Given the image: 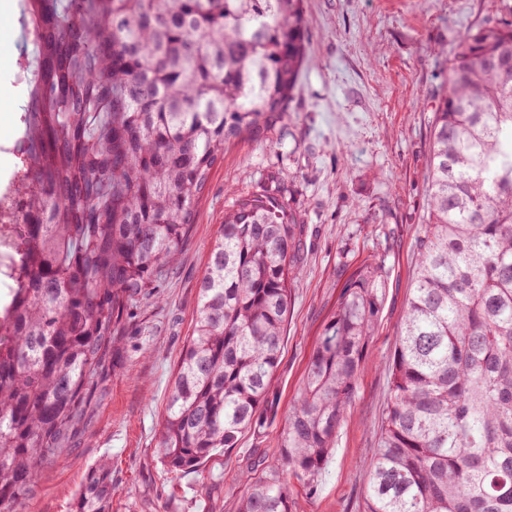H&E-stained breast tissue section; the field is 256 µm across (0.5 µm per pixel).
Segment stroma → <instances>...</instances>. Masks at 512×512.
<instances>
[{
  "label": "stroma",
  "mask_w": 512,
  "mask_h": 512,
  "mask_svg": "<svg viewBox=\"0 0 512 512\" xmlns=\"http://www.w3.org/2000/svg\"><path fill=\"white\" fill-rule=\"evenodd\" d=\"M512 0H303L309 62L270 146L231 143L211 173L182 254L160 290L142 300L112 348L91 392L84 426L69 452L42 467L21 512H71L87 470L112 465L111 512H237L242 476L255 456L275 460L325 321L365 260L382 261L385 298L370 337L356 398L315 495L298 493L294 512H362L368 465L388 399L386 365L394 351L416 271L415 242L428 217L425 181L434 99L448 59L434 46L499 15ZM16 34L0 55V183L18 160L26 105L12 71L33 53ZM278 180L303 223L300 275L280 365L278 408L261 435L215 451L205 473L174 475L155 446L180 352L197 316L199 281L224 212Z\"/></svg>",
  "instance_id": "35a3bbf8"
}]
</instances>
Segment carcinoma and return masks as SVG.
<instances>
[{"instance_id": "cac0c4a2", "label": "carcinoma", "mask_w": 512, "mask_h": 512, "mask_svg": "<svg viewBox=\"0 0 512 512\" xmlns=\"http://www.w3.org/2000/svg\"><path fill=\"white\" fill-rule=\"evenodd\" d=\"M34 38L17 170L20 224L0 306V512L71 447L123 316L158 295L232 142L268 144L305 59L302 0H25ZM425 175L428 222L363 512H512V21L448 54ZM301 216L279 191L235 203L200 282L156 444L204 470L275 415ZM365 262L324 324L281 435L243 478L238 512H293L316 493L382 306ZM112 468H89L73 512H110Z\"/></svg>"}]
</instances>
